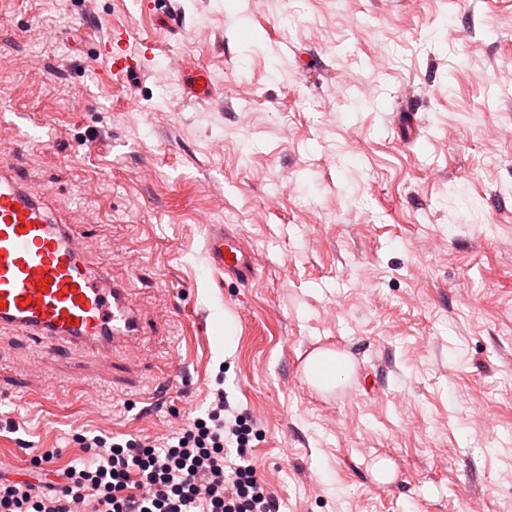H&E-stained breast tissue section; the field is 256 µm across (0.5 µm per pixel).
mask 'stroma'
I'll return each instance as SVG.
<instances>
[{"label":"stroma","mask_w":512,"mask_h":512,"mask_svg":"<svg viewBox=\"0 0 512 512\" xmlns=\"http://www.w3.org/2000/svg\"><path fill=\"white\" fill-rule=\"evenodd\" d=\"M146 2L0 17V162L151 325L145 385L121 399L79 350L17 399L41 347L0 332V458L63 467L78 433L163 437L220 388L257 423L279 512H512V0H175L174 35ZM118 26L142 53L122 80L100 47ZM169 54L215 97L187 94ZM17 112L41 139L20 142ZM213 224L255 255L250 285L209 267ZM320 349L353 362L332 394L303 379ZM172 364L178 389L149 394ZM165 68L173 76L183 78V83L190 93L198 99H209L213 96L214 85L207 69L199 68L192 73L185 74L187 69L183 58L178 55H167Z\"/></svg>","instance_id":"obj_1"}]
</instances>
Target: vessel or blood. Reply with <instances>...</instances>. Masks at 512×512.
<instances>
[{"label":"vessel or blood","instance_id":"obj_1","mask_svg":"<svg viewBox=\"0 0 512 512\" xmlns=\"http://www.w3.org/2000/svg\"><path fill=\"white\" fill-rule=\"evenodd\" d=\"M104 61L116 75L139 66L122 47L105 49ZM165 68L196 98L212 97L207 69L187 71L183 58L173 54ZM206 254L213 269L238 284L257 273L254 254L223 225L211 226ZM5 328L38 339L45 368L80 348L111 364L116 382L138 369L135 345L148 328L131 304L128 283L91 267L82 233L58 219L46 198L7 163L0 165V330Z\"/></svg>","mask_w":512,"mask_h":512}]
</instances>
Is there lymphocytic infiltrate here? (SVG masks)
<instances>
[{
    "label": "lymphocytic infiltrate",
    "mask_w": 512,
    "mask_h": 512,
    "mask_svg": "<svg viewBox=\"0 0 512 512\" xmlns=\"http://www.w3.org/2000/svg\"><path fill=\"white\" fill-rule=\"evenodd\" d=\"M228 410L219 389L205 416L164 441L78 435L90 462L67 467L54 485L0 481V512H75L78 502L82 512H277L249 454L254 424ZM229 438L233 465L224 456Z\"/></svg>",
    "instance_id": "1"
}]
</instances>
